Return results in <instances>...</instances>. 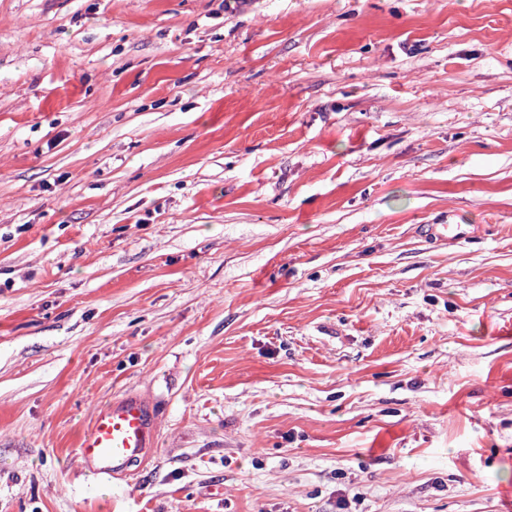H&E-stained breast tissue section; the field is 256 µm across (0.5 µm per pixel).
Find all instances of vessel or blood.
Returning <instances> with one entry per match:
<instances>
[{
  "label": "vessel or blood",
  "instance_id": "1",
  "mask_svg": "<svg viewBox=\"0 0 512 512\" xmlns=\"http://www.w3.org/2000/svg\"><path fill=\"white\" fill-rule=\"evenodd\" d=\"M157 430L154 406L142 397L127 395L95 411L77 456L98 481L129 478L155 448Z\"/></svg>",
  "mask_w": 512,
  "mask_h": 512
}]
</instances>
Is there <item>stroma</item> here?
<instances>
[{"instance_id":"35a3bbf8","label":"stroma","mask_w":512,"mask_h":512,"mask_svg":"<svg viewBox=\"0 0 512 512\" xmlns=\"http://www.w3.org/2000/svg\"><path fill=\"white\" fill-rule=\"evenodd\" d=\"M511 505L512 0H0V512ZM157 430L154 406L140 396L126 395L95 411L77 456L100 482L130 478L156 447Z\"/></svg>"}]
</instances>
